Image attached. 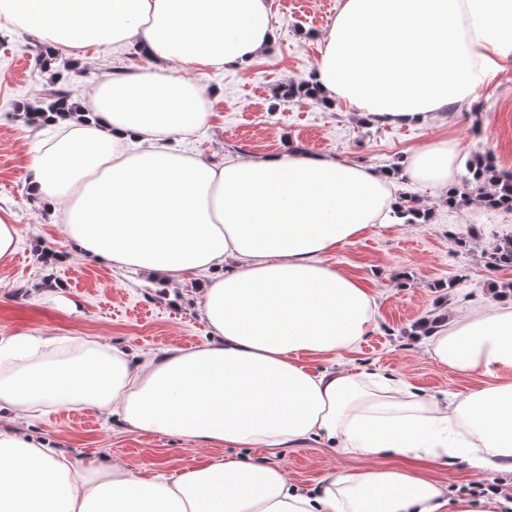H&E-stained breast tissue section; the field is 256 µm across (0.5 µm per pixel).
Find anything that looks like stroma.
Here are the masks:
<instances>
[{
	"instance_id": "stroma-1",
	"label": "stroma",
	"mask_w": 512,
	"mask_h": 512,
	"mask_svg": "<svg viewBox=\"0 0 512 512\" xmlns=\"http://www.w3.org/2000/svg\"><path fill=\"white\" fill-rule=\"evenodd\" d=\"M270 22L279 37L270 54L246 69L189 70L187 79L217 91L208 104V122L187 149L216 163L228 157L275 154L306 149L376 169L406 165L416 148L447 139L457 152L448 177L456 185L465 163L493 152L499 167L512 168V66L503 70L475 106L428 124L393 125L348 114L344 105L320 100L283 101L280 88L314 77L317 34L331 26L323 0H270ZM62 77L74 99L109 71L130 75L146 66L133 49L108 52L96 45ZM40 46L31 34L0 26V209L8 211L24 241L11 263L0 266V333L31 329L67 339L93 336L129 351L192 348L209 332L197 305L201 278L184 276L179 288L95 258L71 253L59 216L31 198L27 152L32 141L54 137L53 129L23 131L17 119L52 77L42 68ZM393 194L414 195L432 212L426 224L388 225L368 232L357 243L338 248L330 263L363 277L376 295L373 328L342 363L352 371L381 372L430 394H464L479 386L476 375H460L428 354V339L414 333L415 323L438 310L449 317L484 311L493 301L492 284L512 282V268L493 270L487 254L499 239L512 236V212L490 211L479 204L448 209L432 187L411 180L394 183ZM467 242L455 247V239ZM28 431L50 439L72 458L85 462H122L128 469H157L167 474L203 459L227 456L281 467L297 483L317 486L331 471L367 467V459L346 457L330 448H200L162 433H137L90 408L57 407L32 418ZM433 477L451 494L470 482L512 484L511 472L484 473L462 458H444Z\"/></svg>"
}]
</instances>
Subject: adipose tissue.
<instances>
[{"label": "adipose tissue", "instance_id": "ef3b65f1", "mask_svg": "<svg viewBox=\"0 0 512 512\" xmlns=\"http://www.w3.org/2000/svg\"><path fill=\"white\" fill-rule=\"evenodd\" d=\"M269 0H0V23L50 50L133 48L152 65L97 83L60 138L29 150L32 193L60 205L72 248L120 268L206 280L210 339L130 359L88 336H0V512H477L428 475L441 457L512 471V291L437 324L428 351L479 374L463 397L424 399L405 382L309 358L352 351L374 294L329 263L384 225L392 171L292 150L214 163L182 143L206 122L187 69L266 56ZM316 81L358 117L423 123L473 102L512 65V0H341L321 35ZM453 147L416 149L408 177L447 187ZM88 407L126 430L200 444L288 448L314 441L385 458L306 489L271 464L205 461L175 475L80 466L13 427L45 407Z\"/></svg>", "mask_w": 512, "mask_h": 512}]
</instances>
